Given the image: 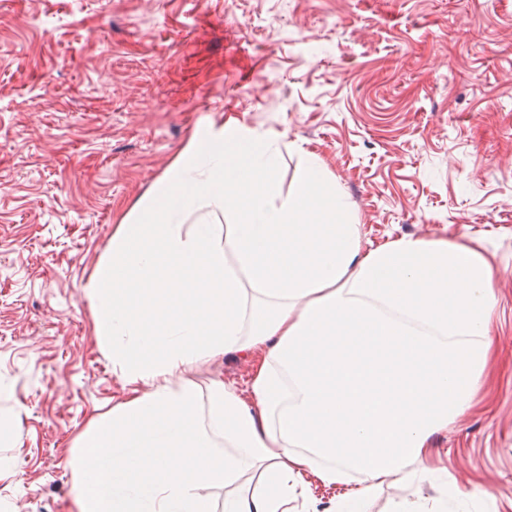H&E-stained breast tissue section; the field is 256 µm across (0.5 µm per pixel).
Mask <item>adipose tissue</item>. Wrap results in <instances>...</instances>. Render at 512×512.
Returning <instances> with one entry per match:
<instances>
[{
	"label": "adipose tissue",
	"mask_w": 512,
	"mask_h": 512,
	"mask_svg": "<svg viewBox=\"0 0 512 512\" xmlns=\"http://www.w3.org/2000/svg\"><path fill=\"white\" fill-rule=\"evenodd\" d=\"M279 152L229 121L186 150L126 219L85 291L98 347L126 394L69 462L72 512H215L202 487L240 485L222 512H318L310 483L363 487L433 466V438L473 406L492 359L493 265L467 241L402 236L364 247L325 166L291 191ZM230 214L185 230L190 212ZM224 358L199 391L188 371ZM254 475L256 483L245 480ZM245 373L246 368L243 365L234 362L224 363L223 359L201 365L191 371L187 377L204 389L210 380L216 376H222L226 381L236 380L240 383L242 378L245 377Z\"/></svg>",
	"instance_id": "1"
}]
</instances>
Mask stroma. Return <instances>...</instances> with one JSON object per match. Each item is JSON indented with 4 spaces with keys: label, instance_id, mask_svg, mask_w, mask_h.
Here are the masks:
<instances>
[{
    "label": "stroma",
    "instance_id": "stroma-1",
    "mask_svg": "<svg viewBox=\"0 0 512 512\" xmlns=\"http://www.w3.org/2000/svg\"><path fill=\"white\" fill-rule=\"evenodd\" d=\"M237 120L291 189L315 155L365 239L480 242L497 352L437 435L448 479L383 485L447 512H512V0H0V512H68L69 460L123 390L84 288L112 229L192 133Z\"/></svg>",
    "mask_w": 512,
    "mask_h": 512
}]
</instances>
